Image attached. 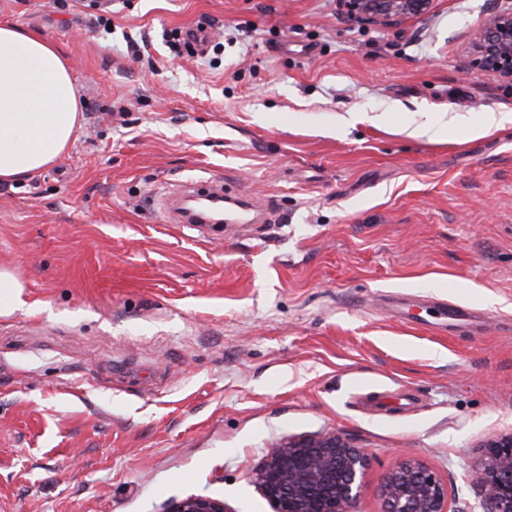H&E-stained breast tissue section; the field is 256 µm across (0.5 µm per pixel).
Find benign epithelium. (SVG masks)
<instances>
[{"mask_svg": "<svg viewBox=\"0 0 512 512\" xmlns=\"http://www.w3.org/2000/svg\"><path fill=\"white\" fill-rule=\"evenodd\" d=\"M433 0H338L359 22L389 26L427 14ZM476 67L512 82V0H493L483 25L471 36ZM471 467L479 512H512V432L487 439ZM370 464L364 449L334 432L288 436L268 450L251 473L273 512H349ZM382 512H448V485L418 458L405 454L380 489ZM162 512H227L224 501L202 495L169 500Z\"/></svg>", "mask_w": 512, "mask_h": 512, "instance_id": "obj_1", "label": "benign epithelium"}]
</instances>
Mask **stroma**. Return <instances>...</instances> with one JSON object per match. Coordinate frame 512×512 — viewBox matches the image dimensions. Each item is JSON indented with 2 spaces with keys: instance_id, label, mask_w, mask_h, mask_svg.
<instances>
[{
  "instance_id": "35a3bbf8",
  "label": "stroma",
  "mask_w": 512,
  "mask_h": 512,
  "mask_svg": "<svg viewBox=\"0 0 512 512\" xmlns=\"http://www.w3.org/2000/svg\"><path fill=\"white\" fill-rule=\"evenodd\" d=\"M490 0L390 26L337 0H0L67 56V155L0 184V512H271L252 469L287 435L371 457L351 512L412 451L474 504L512 431V83L463 73ZM210 25L206 53L182 33ZM443 115L453 135H417ZM272 224L172 223L181 184ZM476 312L450 332L424 303ZM24 288V283L14 273L0 268V315L11 314L23 306ZM162 512H227V510L221 499L210 496L189 495L169 500Z\"/></svg>"
}]
</instances>
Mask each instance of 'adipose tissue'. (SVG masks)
Listing matches in <instances>:
<instances>
[{"instance_id": "ef3b65f1", "label": "adipose tissue", "mask_w": 512, "mask_h": 512, "mask_svg": "<svg viewBox=\"0 0 512 512\" xmlns=\"http://www.w3.org/2000/svg\"><path fill=\"white\" fill-rule=\"evenodd\" d=\"M80 122L65 55L41 33L0 20V182L54 164L70 149Z\"/></svg>"}]
</instances>
